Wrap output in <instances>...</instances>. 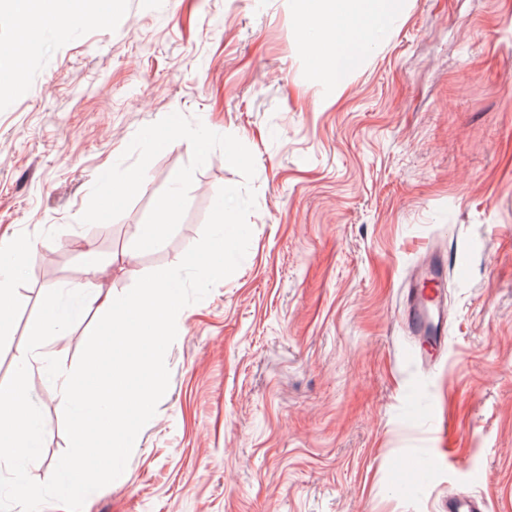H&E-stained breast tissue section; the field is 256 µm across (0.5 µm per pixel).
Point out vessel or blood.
Wrapping results in <instances>:
<instances>
[{"label": "vessel or blood", "instance_id": "vessel-or-blood-1", "mask_svg": "<svg viewBox=\"0 0 512 512\" xmlns=\"http://www.w3.org/2000/svg\"><path fill=\"white\" fill-rule=\"evenodd\" d=\"M425 279L427 282L433 283L435 286L433 296H426L420 288H408L402 311V319L404 324L414 332L421 336L424 345L429 348H437L440 338L444 332L440 322L435 319L439 312L440 299L443 295L442 286L445 281V273L443 265H435L430 270Z\"/></svg>", "mask_w": 512, "mask_h": 512}]
</instances>
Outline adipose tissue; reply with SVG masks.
Segmentation results:
<instances>
[{
    "label": "adipose tissue",
    "mask_w": 512,
    "mask_h": 512,
    "mask_svg": "<svg viewBox=\"0 0 512 512\" xmlns=\"http://www.w3.org/2000/svg\"><path fill=\"white\" fill-rule=\"evenodd\" d=\"M300 15L315 35L310 53L324 64L332 85L343 87L368 47L366 35L372 32L374 16L392 11L394 0H296ZM90 282L73 288L67 299L51 297L40 321L33 324L35 337L52 334L85 310L96 309L106 327L105 335L96 337L89 348L90 363L83 370L55 374L62 399L69 406L75 426L72 451L53 462L47 479L60 501H67L75 484H82L83 499H92L102 483L111 479V470H103L97 480H85L90 460L111 461L114 449L132 448L136 439L129 426L131 415H145L152 406L149 394L131 387L126 381L127 352L133 339V325L149 324L156 341L169 337L168 326L175 305L168 289V278L146 282L137 303L102 291L94 280L101 274L90 266ZM112 351V382L109 390L92 384L94 364L104 349ZM42 422L30 404L23 382L0 385V464L13 471L12 496L19 512H35L42 497L41 487L31 483L22 461L35 454L39 446Z\"/></svg>",
    "instance_id": "1"
}]
</instances>
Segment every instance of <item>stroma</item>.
Segmentation results:
<instances>
[{"instance_id":"stroma-1","label":"stroma","mask_w":512,"mask_h":512,"mask_svg":"<svg viewBox=\"0 0 512 512\" xmlns=\"http://www.w3.org/2000/svg\"><path fill=\"white\" fill-rule=\"evenodd\" d=\"M343 89L307 52L290 0H0V239L19 263L0 326V384L19 351L84 365L94 314L35 341L48 297L175 266L218 190L213 151L161 246L137 251L157 197L190 162L178 140L118 218L83 226L96 178L142 127L177 112L254 155L252 237L237 271L177 317L170 383L90 512H445L448 496L512 512V0H399ZM447 264V322L423 363L402 319L418 269ZM43 428L24 463L39 512L72 417L49 375L23 377ZM441 455L424 487L399 469Z\"/></svg>"}]
</instances>
